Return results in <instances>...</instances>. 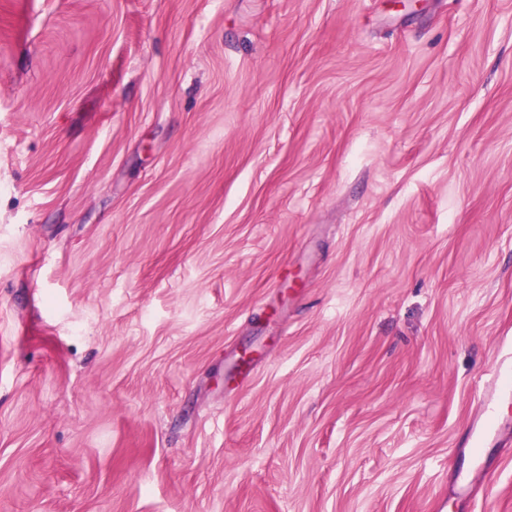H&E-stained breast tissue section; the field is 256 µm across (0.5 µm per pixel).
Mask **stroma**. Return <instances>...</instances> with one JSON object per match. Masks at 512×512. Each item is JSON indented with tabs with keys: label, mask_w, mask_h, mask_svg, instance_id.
<instances>
[{
	"label": "stroma",
	"mask_w": 512,
	"mask_h": 512,
	"mask_svg": "<svg viewBox=\"0 0 512 512\" xmlns=\"http://www.w3.org/2000/svg\"><path fill=\"white\" fill-rule=\"evenodd\" d=\"M500 363L512 0H0V512H512ZM509 369H502L499 367L496 369L493 378L498 381L499 388L489 387L488 393L482 400L484 421L481 423V429L478 435L474 434V430L471 429L467 436L468 441H473L475 445H479L482 442V438L493 431V424L498 418L499 407L497 405L496 398L499 395H503L502 391L511 392L512 388V372ZM502 390V391H501Z\"/></svg>",
	"instance_id": "obj_1"
}]
</instances>
